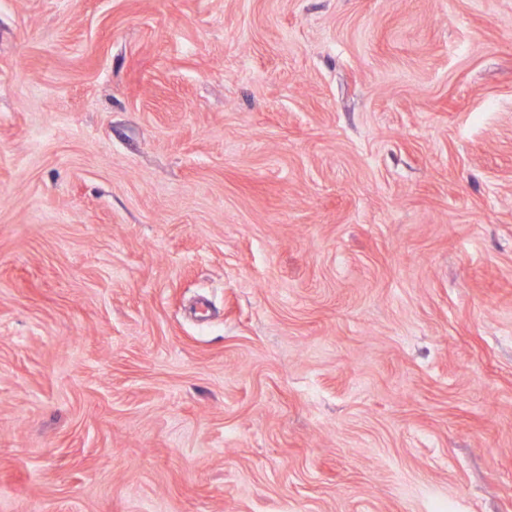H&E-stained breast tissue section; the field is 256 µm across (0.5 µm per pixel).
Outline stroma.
I'll list each match as a JSON object with an SVG mask.
<instances>
[{
    "mask_svg": "<svg viewBox=\"0 0 512 512\" xmlns=\"http://www.w3.org/2000/svg\"><path fill=\"white\" fill-rule=\"evenodd\" d=\"M0 512H512V0H0Z\"/></svg>",
    "mask_w": 512,
    "mask_h": 512,
    "instance_id": "1",
    "label": "stroma"
}]
</instances>
